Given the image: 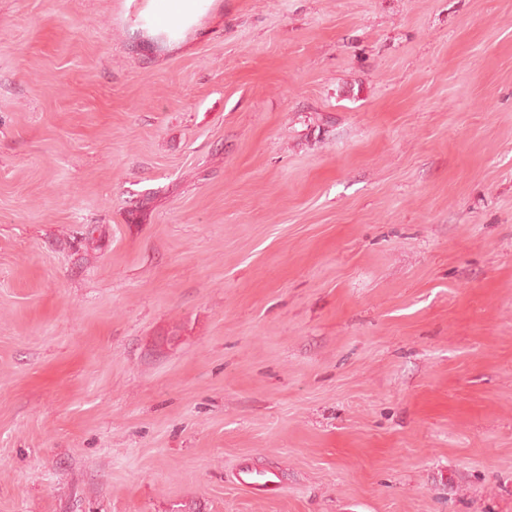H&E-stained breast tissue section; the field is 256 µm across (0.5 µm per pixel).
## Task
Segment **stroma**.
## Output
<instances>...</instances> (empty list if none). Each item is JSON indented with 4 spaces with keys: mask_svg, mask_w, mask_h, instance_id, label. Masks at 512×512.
<instances>
[{
    "mask_svg": "<svg viewBox=\"0 0 512 512\" xmlns=\"http://www.w3.org/2000/svg\"><path fill=\"white\" fill-rule=\"evenodd\" d=\"M133 3L0 0V512H512V0ZM150 9L145 21L147 35L168 32L171 37L189 25V20L211 0H149ZM239 480L259 490L277 489L281 484L280 473L274 469H244L239 473Z\"/></svg>",
    "mask_w": 512,
    "mask_h": 512,
    "instance_id": "35a3bbf8",
    "label": "stroma"
}]
</instances>
